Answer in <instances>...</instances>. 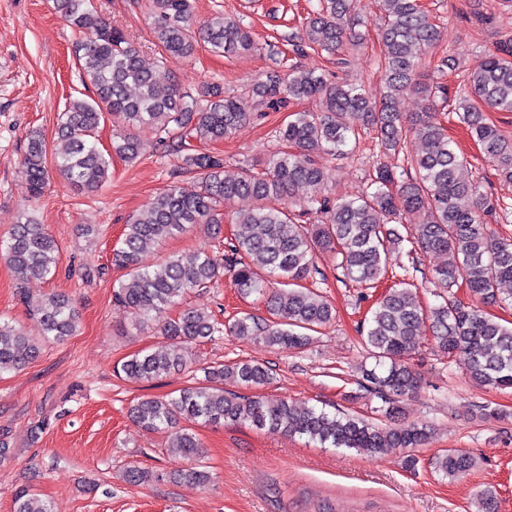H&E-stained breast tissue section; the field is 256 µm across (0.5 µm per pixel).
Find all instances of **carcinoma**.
I'll list each match as a JSON object with an SVG mask.
<instances>
[{"label": "carcinoma", "mask_w": 512, "mask_h": 512, "mask_svg": "<svg viewBox=\"0 0 512 512\" xmlns=\"http://www.w3.org/2000/svg\"><path fill=\"white\" fill-rule=\"evenodd\" d=\"M56 13L78 38L73 55L83 82L92 88L88 98H71L65 105L58 138L55 170L88 192L102 186L110 162L92 141L106 117L130 128L113 144L116 155L137 160L145 149L138 135L150 130L158 144H175L183 164L197 173L193 190L174 183L156 196L126 224L122 247L113 253L115 266L127 270L126 279L113 288V299L128 309L132 330L159 325L170 344L141 351L121 365L131 381H152L187 368L183 345L230 333L285 350H299L307 332L329 323L334 308L317 289L306 285L320 273L317 258L327 255L342 276L361 287H375L390 255L405 237L391 223L405 212H419L411 240L424 252L447 260L432 268V283L449 289L463 284L472 302L450 297L425 310L410 267L402 265L401 287L386 293L372 310L363 336L375 363L362 370L359 386L382 401L386 422L370 423L342 411L296 406L286 399H268L224 390L230 380L246 390L272 380L271 369L259 362L240 360L202 368L204 379L168 398H142L130 408L144 429L168 434L170 447L191 464L169 478L198 488L211 484V475L199 464L196 435L179 426L182 419L204 424H249L257 429L305 437L332 448L382 455L392 448H419L432 438L425 424L401 419L400 399L421 384V373L411 362L430 328L438 348L452 358H467L469 377L500 389L512 388V325L492 319L484 307L501 299L502 286L512 283V239L495 235L488 224L503 211L498 200L466 175V160L448 140L439 120L448 91L440 83L420 79L425 51L440 38V26L421 0H380L385 11L378 37L382 45L379 66L387 92L371 98L364 86L349 80L292 65L284 73L270 72L243 94H225L219 83L182 91L166 83L164 59L189 57L196 50L194 26L211 50L226 56L258 50L250 27L241 17L217 13L196 23L189 0H150L153 34L161 61L146 67L136 45L98 15L92 0H52ZM358 0H316L301 25L302 34L288 38L297 57L309 53L340 55L355 41ZM427 101L425 110L410 117L399 109L409 93ZM281 108L293 100L317 99L319 108L291 114L278 138L281 150L261 167L225 170L224 159L198 152L186 138L212 142L232 135L251 119L244 100ZM457 115L470 130L499 177L512 183V138L485 118L487 112H512V44L486 51L467 69L457 91ZM360 122L376 134L380 158L365 191L354 198H333L326 191L320 159L341 156ZM419 139L424 150L403 153L407 138ZM29 195L41 197L49 182L46 141L39 132L28 138L20 161ZM251 198L252 209L240 212L234 223L246 233L229 238L218 254L185 252L155 267L139 266V256L155 244L204 224L219 240L223 235V204L232 198ZM283 200L269 209L263 201ZM6 264L17 284L31 278L47 279L57 271V246L43 225L31 217L14 225L4 247ZM229 272L234 287L245 296L264 301L272 318L258 321L245 314L222 324L193 308L175 318L170 308L192 292L211 288ZM279 279L275 288L260 272ZM41 322L43 334L61 340L74 333L77 310L63 294H51L29 306ZM38 353L37 343L24 331L0 321V373L16 369ZM434 471L445 478L468 475L475 458L450 449L431 459ZM477 512H495L497 493L476 492ZM15 512H52L47 502L26 487L14 493Z\"/></svg>", "instance_id": "carcinoma-1"}]
</instances>
